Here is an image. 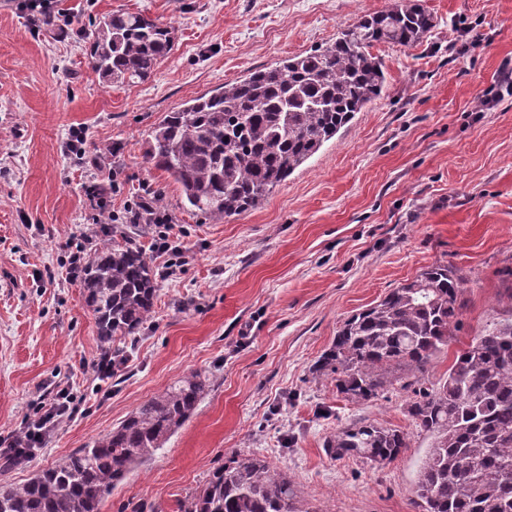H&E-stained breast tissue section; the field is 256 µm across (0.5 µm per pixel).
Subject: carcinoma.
I'll use <instances>...</instances> for the list:
<instances>
[{
  "label": "carcinoma",
  "mask_w": 512,
  "mask_h": 512,
  "mask_svg": "<svg viewBox=\"0 0 512 512\" xmlns=\"http://www.w3.org/2000/svg\"><path fill=\"white\" fill-rule=\"evenodd\" d=\"M433 28L420 0H392L360 17L325 48L277 61L165 114L146 157L177 184L190 209L213 219L256 207L379 97L386 72L371 48H402ZM90 64L108 84L145 81L174 47L172 27L112 11L85 29ZM100 349L141 331L157 297L154 270L130 242L104 240L78 268ZM462 278L433 265L347 319L315 372L351 403L393 384L409 392L406 413L432 438L414 494L422 512H512V315L455 355L446 378H425L460 329ZM205 375L181 377L140 403L116 427L20 484H0V512H100L103 499L152 460L207 394ZM407 432L366 421L325 442L336 460L390 463ZM181 512H304L288 476L257 456L230 454Z\"/></svg>",
  "instance_id": "carcinoma-1"
}]
</instances>
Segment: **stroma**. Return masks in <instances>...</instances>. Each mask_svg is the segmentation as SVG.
Returning a JSON list of instances; mask_svg holds the SVG:
<instances>
[{"label":"stroma","mask_w":512,"mask_h":512,"mask_svg":"<svg viewBox=\"0 0 512 512\" xmlns=\"http://www.w3.org/2000/svg\"><path fill=\"white\" fill-rule=\"evenodd\" d=\"M391 0H51L38 23L27 0H0V438L68 388L75 415L27 464L22 483L123 421L143 400L199 372L210 387L155 458L118 483L100 512H181L225 454L266 458L310 512H420L414 482L431 444L394 389L352 404L314 372L352 315L424 269L464 279L462 326L430 364L512 314V96L476 105L512 68V0H422L435 26L423 44L374 49L381 97L258 206L215 220L183 207L147 163L149 134L182 103L280 59L331 44L340 28ZM174 29L147 82L102 83L80 24L114 10ZM108 189L107 212L87 198ZM163 201L183 247L158 279L125 368L99 380L97 328L69 266L106 235L149 250L128 205ZM368 421L408 432L393 462L333 460L324 444Z\"/></svg>","instance_id":"stroma-1"}]
</instances>
